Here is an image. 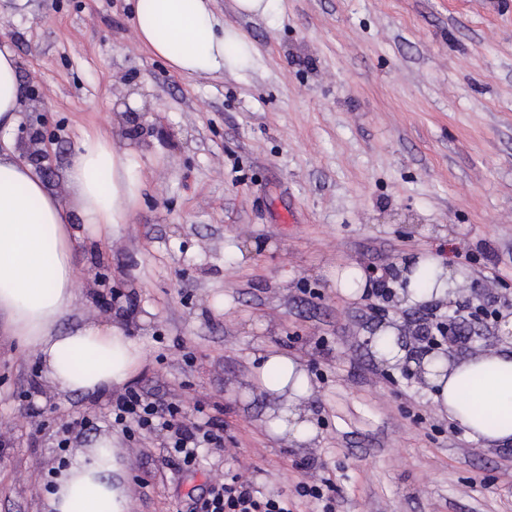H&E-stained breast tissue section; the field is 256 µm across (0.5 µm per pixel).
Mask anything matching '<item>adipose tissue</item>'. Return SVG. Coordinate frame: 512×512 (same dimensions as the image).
Segmentation results:
<instances>
[{
	"label": "adipose tissue",
	"instance_id": "adipose-tissue-1",
	"mask_svg": "<svg viewBox=\"0 0 512 512\" xmlns=\"http://www.w3.org/2000/svg\"><path fill=\"white\" fill-rule=\"evenodd\" d=\"M211 0H134L138 43L174 72L204 76L236 64L241 41L219 27ZM22 110L17 57L0 47V134L10 135ZM69 199L52 194L33 166L13 148L0 149V320L9 335L34 349L48 380L60 391L99 396L126 384L140 368L144 352L116 326L87 322L67 334L56 325L77 298L68 210L77 211L98 232L127 223L139 202L144 177L131 150L117 149L101 132L84 133L66 173ZM432 281L419 288L409 281L402 299L415 304L454 298L456 282L444 258L416 261ZM437 413L448 415L469 440L488 446L512 442V348L503 346L466 360L429 364ZM252 382L275 398L265 425L274 439L306 445L318 434L308 408L315 392L297 356L269 349L258 353ZM118 450L111 436L69 457L46 494L47 512H130L129 491L117 474Z\"/></svg>",
	"mask_w": 512,
	"mask_h": 512
}]
</instances>
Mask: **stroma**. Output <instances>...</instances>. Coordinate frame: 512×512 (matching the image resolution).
Segmentation results:
<instances>
[{
	"label": "stroma",
	"instance_id": "35a3bbf8",
	"mask_svg": "<svg viewBox=\"0 0 512 512\" xmlns=\"http://www.w3.org/2000/svg\"><path fill=\"white\" fill-rule=\"evenodd\" d=\"M216 19L249 46L237 67L186 77L141 47L129 0H0L1 41L24 99L13 138L40 135L38 173L68 199L83 131L134 151L144 176L128 223L99 236L71 213L88 320L141 341L131 387L224 421L196 470L163 463L164 436L111 425L117 391L65 394L32 349L0 335V512H44L57 443L112 435L132 512H188L209 479L242 473L291 512L297 483L331 474L335 512H512V444L468 440L432 388L382 362L380 329L404 331L401 264L445 251L457 299L512 302V0H271ZM138 96L141 130L122 115ZM355 264L389 287L352 300L329 283ZM301 358L316 394L310 446L269 437L252 356ZM96 426L80 430L83 416Z\"/></svg>",
	"mask_w": 512,
	"mask_h": 512
}]
</instances>
